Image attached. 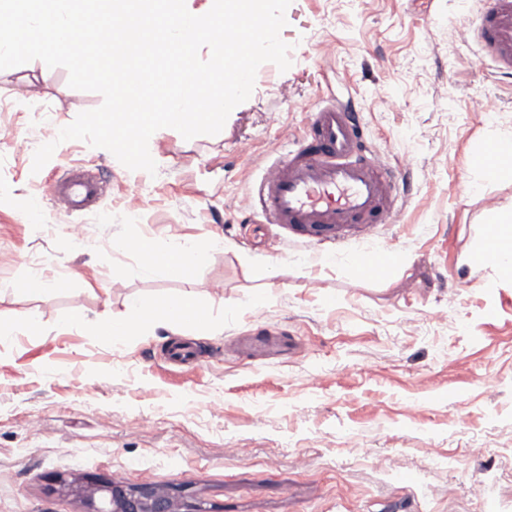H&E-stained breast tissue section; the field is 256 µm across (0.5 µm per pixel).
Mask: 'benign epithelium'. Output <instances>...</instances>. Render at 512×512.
<instances>
[{
  "label": "benign epithelium",
  "instance_id": "1",
  "mask_svg": "<svg viewBox=\"0 0 512 512\" xmlns=\"http://www.w3.org/2000/svg\"><path fill=\"white\" fill-rule=\"evenodd\" d=\"M62 488L87 502L90 512H193L191 505L167 487H126L74 476L62 482Z\"/></svg>",
  "mask_w": 512,
  "mask_h": 512
}]
</instances>
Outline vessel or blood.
Here are the masks:
<instances>
[{"mask_svg": "<svg viewBox=\"0 0 512 512\" xmlns=\"http://www.w3.org/2000/svg\"><path fill=\"white\" fill-rule=\"evenodd\" d=\"M468 33L484 58L500 72L512 73V0H482ZM53 186V201L67 216L87 209L102 194L99 179L86 173L54 180ZM398 194L396 173L371 153L358 113L330 100L312 112L307 133L289 138L247 205L251 213L296 235L322 225L341 236L386 223L396 211Z\"/></svg>", "mask_w": 512, "mask_h": 512, "instance_id": "obj_1", "label": "vessel or blood"}]
</instances>
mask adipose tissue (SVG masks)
Wrapping results in <instances>:
<instances>
[{"mask_svg": "<svg viewBox=\"0 0 512 512\" xmlns=\"http://www.w3.org/2000/svg\"><path fill=\"white\" fill-rule=\"evenodd\" d=\"M112 249L116 252L136 250L144 258L142 270L145 274L168 277L182 275L189 268L199 269L208 258L207 251L194 243L175 241L160 250L148 237L140 238L133 243L117 239L113 241ZM200 308L197 299L190 295L170 299L155 307L133 299L127 305L125 316L91 324L90 330L95 336L126 339L137 335L142 327L154 323L175 324L186 329L195 328L203 324L202 319L196 316Z\"/></svg>", "mask_w": 512, "mask_h": 512, "instance_id": "ef3b65f1", "label": "adipose tissue"}]
</instances>
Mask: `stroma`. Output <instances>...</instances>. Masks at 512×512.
<instances>
[{"instance_id": "stroma-1", "label": "stroma", "mask_w": 512, "mask_h": 512, "mask_svg": "<svg viewBox=\"0 0 512 512\" xmlns=\"http://www.w3.org/2000/svg\"><path fill=\"white\" fill-rule=\"evenodd\" d=\"M476 10L291 0L290 68L262 64L218 134L164 129L153 175L81 140L33 171L35 150L103 98L61 66L0 70V322L39 320L0 341V512H85L59 487L73 474L171 487L196 512H486L478 482L512 501V279L464 262L492 214L512 211V179L483 181L473 163L512 134V75L465 36ZM326 98L355 103L410 189L392 222L312 243L245 199ZM70 167L105 190L68 217L38 188ZM144 236L209 259L189 279L144 275L137 252L112 251ZM372 243L392 256L374 275L351 260ZM35 274L50 288L25 290ZM184 293L210 314L195 334L150 325L116 340L71 322ZM263 335L292 346L253 348ZM181 344L193 363L168 360Z\"/></svg>"}]
</instances>
